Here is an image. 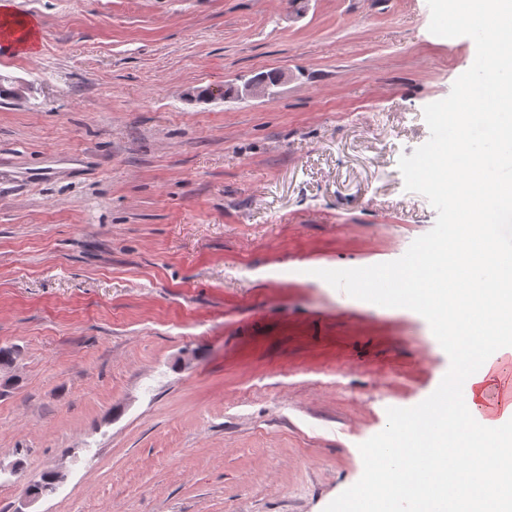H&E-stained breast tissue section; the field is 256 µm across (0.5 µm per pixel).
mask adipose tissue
Returning a JSON list of instances; mask_svg holds the SVG:
<instances>
[{"mask_svg": "<svg viewBox=\"0 0 512 512\" xmlns=\"http://www.w3.org/2000/svg\"><path fill=\"white\" fill-rule=\"evenodd\" d=\"M454 25L487 27L473 75L465 77L438 123L452 134L436 142L418 175L455 201L447 231L402 264L363 275L361 295L426 313L455 365L420 410L393 418L368 448L363 498L335 512H512V402L485 415L487 392L503 384L498 361L512 359V182L496 175L512 159V0H448ZM496 448L494 458L478 455Z\"/></svg>", "mask_w": 512, "mask_h": 512, "instance_id": "obj_1", "label": "adipose tissue"}]
</instances>
